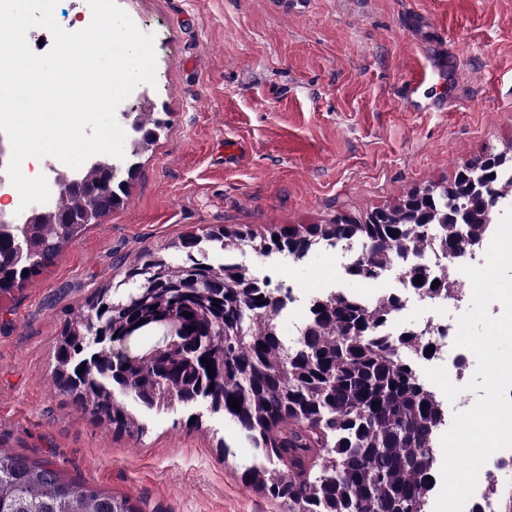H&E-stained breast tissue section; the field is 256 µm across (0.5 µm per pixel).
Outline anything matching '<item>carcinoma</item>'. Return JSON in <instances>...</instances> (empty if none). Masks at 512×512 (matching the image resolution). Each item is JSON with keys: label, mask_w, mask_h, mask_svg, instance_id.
I'll use <instances>...</instances> for the list:
<instances>
[{"label": "carcinoma", "mask_w": 512, "mask_h": 512, "mask_svg": "<svg viewBox=\"0 0 512 512\" xmlns=\"http://www.w3.org/2000/svg\"><path fill=\"white\" fill-rule=\"evenodd\" d=\"M138 145L156 138L166 120L136 114ZM81 184L87 193L63 191L57 206L0 233V298L41 276L63 248L122 203L124 181L103 160ZM512 164L484 191L504 198ZM457 179L408 192L352 223L284 227L266 234L247 226L211 224L159 248L143 250L121 279L94 291L56 339L53 381L69 402L118 435L143 434L128 409L131 398L147 409L201 401L235 421L261 449L268 465L251 466L245 483L288 505V512H426L436 483L434 437L443 412L408 357L436 350L406 334L396 344L383 336L398 301L367 304L355 294L331 293L313 301L298 341L287 346L279 328L283 300L247 265L217 262L214 247H243L262 257L297 261L319 246L350 241L362 247L348 274L373 279L397 257L421 247L445 252L475 244L496 211L474 203L466 234L448 222V192ZM403 272L417 288L439 281L416 263ZM173 308L184 313L179 344L150 365H134L117 348L126 326ZM194 331H189V328ZM212 363L207 374L201 360ZM237 399L240 409L229 406ZM377 406H372V403ZM0 512H139L117 497L67 480L52 463L0 447Z\"/></svg>", "instance_id": "1"}]
</instances>
